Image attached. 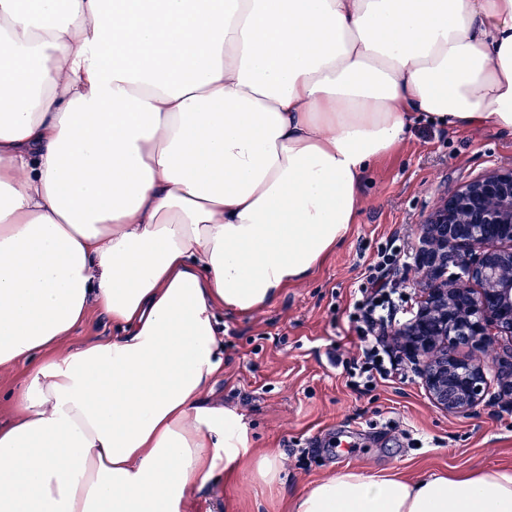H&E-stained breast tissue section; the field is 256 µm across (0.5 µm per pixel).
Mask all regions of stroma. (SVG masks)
<instances>
[{"mask_svg":"<svg viewBox=\"0 0 512 512\" xmlns=\"http://www.w3.org/2000/svg\"><path fill=\"white\" fill-rule=\"evenodd\" d=\"M510 164L512 136L415 121L401 150L366 174L354 224L308 279L255 312L216 310L224 367L203 399L242 415L254 452L279 451L281 480L262 487L243 471L216 475L189 492L186 512H287L308 485L347 468L417 480L512 467V406L487 403L455 416L433 406L404 358H396L392 380L364 393L350 387L344 367L359 344L348 320L353 291L379 249L393 241L415 255L421 223L439 196ZM117 333L93 308L57 353ZM331 348L341 366L330 364ZM335 440L346 452L332 448Z\"/></svg>","mask_w":512,"mask_h":512,"instance_id":"1","label":"stroma"}]
</instances>
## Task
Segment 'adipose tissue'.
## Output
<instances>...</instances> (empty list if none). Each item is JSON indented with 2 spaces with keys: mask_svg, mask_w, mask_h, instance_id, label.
Masks as SVG:
<instances>
[{
  "mask_svg": "<svg viewBox=\"0 0 512 512\" xmlns=\"http://www.w3.org/2000/svg\"><path fill=\"white\" fill-rule=\"evenodd\" d=\"M512 135V0H0V512H182L248 464L215 310L346 236L419 118ZM119 336L50 350L90 302ZM290 512H512V468L346 470ZM28 370V364H17L10 368L0 369V423L9 419L11 414V406L3 397L9 391L14 390L25 379Z\"/></svg>",
  "mask_w": 512,
  "mask_h": 512,
  "instance_id": "adipose-tissue-1",
  "label": "adipose tissue"
}]
</instances>
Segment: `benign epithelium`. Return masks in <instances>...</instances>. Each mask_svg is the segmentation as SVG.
<instances>
[{
    "mask_svg": "<svg viewBox=\"0 0 512 512\" xmlns=\"http://www.w3.org/2000/svg\"><path fill=\"white\" fill-rule=\"evenodd\" d=\"M418 309L394 347L412 362L431 402L467 415L489 393L488 371L512 398V165L441 195L421 225ZM505 353L485 363L458 348Z\"/></svg>",
    "mask_w": 512,
    "mask_h": 512,
    "instance_id": "1",
    "label": "benign epithelium"
}]
</instances>
